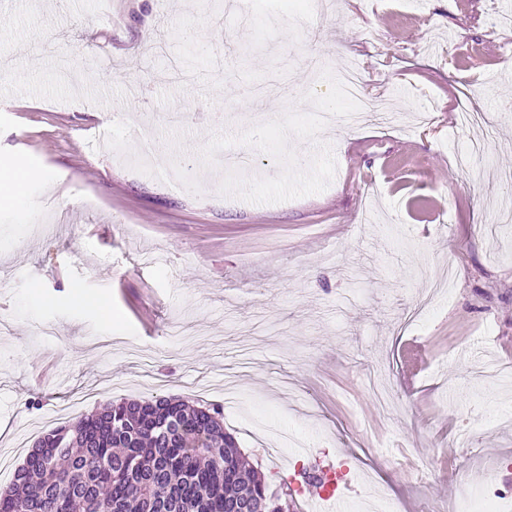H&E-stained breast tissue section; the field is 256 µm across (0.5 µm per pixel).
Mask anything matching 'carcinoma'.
Returning <instances> with one entry per match:
<instances>
[{"label": "carcinoma", "instance_id": "carcinoma-1", "mask_svg": "<svg viewBox=\"0 0 512 512\" xmlns=\"http://www.w3.org/2000/svg\"><path fill=\"white\" fill-rule=\"evenodd\" d=\"M298 512L241 461L219 408L183 401L109 403L44 435L0 493V512Z\"/></svg>", "mask_w": 512, "mask_h": 512}]
</instances>
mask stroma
Instances as JSON below:
<instances>
[{
  "label": "stroma",
  "instance_id": "stroma-1",
  "mask_svg": "<svg viewBox=\"0 0 512 512\" xmlns=\"http://www.w3.org/2000/svg\"><path fill=\"white\" fill-rule=\"evenodd\" d=\"M256 7L0 5V162L39 173L0 203V491L46 432L164 397L222 407L274 489L356 456L347 503L421 512L486 455L512 496V0ZM348 63L393 122H319Z\"/></svg>",
  "mask_w": 512,
  "mask_h": 512
}]
</instances>
